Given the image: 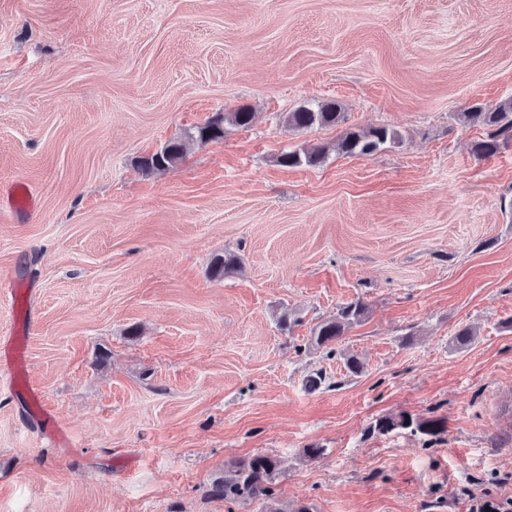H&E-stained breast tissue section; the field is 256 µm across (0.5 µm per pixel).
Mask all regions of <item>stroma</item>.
<instances>
[{
    "mask_svg": "<svg viewBox=\"0 0 512 512\" xmlns=\"http://www.w3.org/2000/svg\"><path fill=\"white\" fill-rule=\"evenodd\" d=\"M509 97L512 0H0V195L38 200L0 213V284L29 300L0 293V332L31 326L21 383L0 372V512H261L207 493L255 455L288 510L512 497V144L474 155L461 117ZM327 101L344 126L286 125ZM377 126L399 143L277 162ZM399 413L445 430L371 432ZM254 117L255 112H251L248 107H239L235 112L224 113V115L217 114L203 126L196 127L195 131L188 134L187 139H172L155 153L144 157L140 162V167L148 173L164 170L183 159L189 141L206 143L222 139L224 137V122L229 120L239 127H248ZM326 155V148L316 145L301 151L284 152L278 156L277 162L285 167L318 166L324 162ZM284 158H288V163L284 162ZM367 305L362 300H354L340 306L336 316L317 324L312 330L311 344L317 348H330L344 336L348 328L359 324L366 313Z\"/></svg>",
    "mask_w": 512,
    "mask_h": 512,
    "instance_id": "obj_1",
    "label": "stroma"
}]
</instances>
